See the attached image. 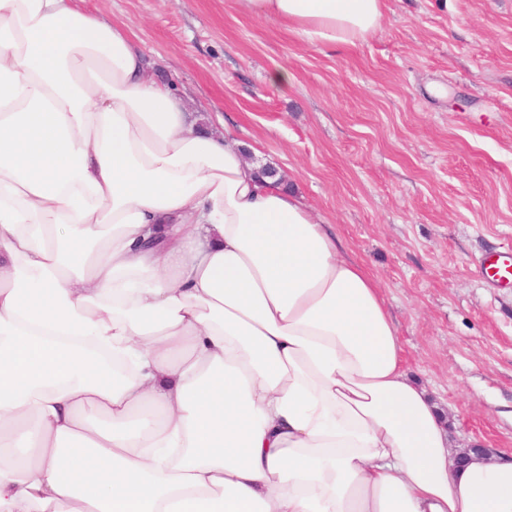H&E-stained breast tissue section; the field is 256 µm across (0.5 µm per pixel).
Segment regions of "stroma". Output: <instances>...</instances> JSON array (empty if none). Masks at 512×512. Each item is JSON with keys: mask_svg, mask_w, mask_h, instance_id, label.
<instances>
[{"mask_svg": "<svg viewBox=\"0 0 512 512\" xmlns=\"http://www.w3.org/2000/svg\"><path fill=\"white\" fill-rule=\"evenodd\" d=\"M192 107L260 141V165L379 281L406 368L456 447L512 454V0H385L356 45H310L228 0H89ZM296 76L282 88L278 67Z\"/></svg>", "mask_w": 512, "mask_h": 512, "instance_id": "obj_1", "label": "stroma"}]
</instances>
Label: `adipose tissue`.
I'll use <instances>...</instances> for the list:
<instances>
[{"instance_id":"1","label":"adipose tissue","mask_w":512,"mask_h":512,"mask_svg":"<svg viewBox=\"0 0 512 512\" xmlns=\"http://www.w3.org/2000/svg\"><path fill=\"white\" fill-rule=\"evenodd\" d=\"M311 45L384 0H230ZM74 0H0V512H512L332 225ZM135 369L114 379L99 346Z\"/></svg>"}]
</instances>
